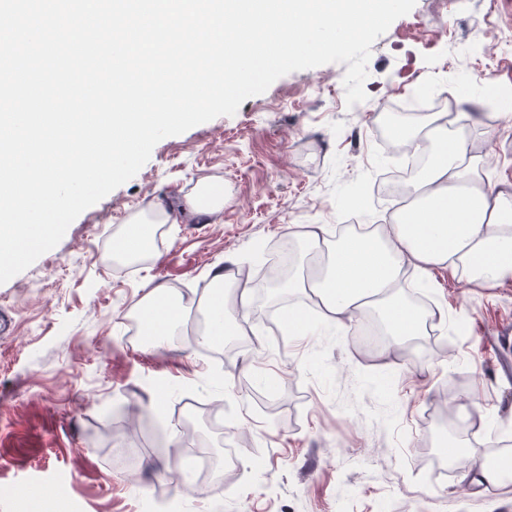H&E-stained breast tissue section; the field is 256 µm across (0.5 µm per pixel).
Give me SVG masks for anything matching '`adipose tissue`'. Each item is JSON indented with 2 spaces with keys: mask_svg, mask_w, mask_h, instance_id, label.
<instances>
[{
  "mask_svg": "<svg viewBox=\"0 0 512 512\" xmlns=\"http://www.w3.org/2000/svg\"><path fill=\"white\" fill-rule=\"evenodd\" d=\"M385 119L396 137L411 140L427 156L408 185L398 217L363 235L349 231L334 239L323 224L298 232L309 254L324 266L289 278L287 286L317 297L339 328L377 309L385 335L404 342L418 335L428 320L407 300V270L425 279L437 269L458 270L487 285L512 279V184L491 179L493 161L473 150L464 114L451 118L444 112H389ZM223 207V185L200 180L184 209L157 202L131 218L122 235L129 243L122 255L137 258L145 253L150 225L178 224L184 214L209 215ZM254 289L250 279L229 276L220 268L212 272L204 343L235 334L238 321L230 317L229 308L247 310ZM136 316L154 348L171 343L183 331L177 299L159 287L143 297Z\"/></svg>",
  "mask_w": 512,
  "mask_h": 512,
  "instance_id": "ef3b65f1",
  "label": "adipose tissue"
}]
</instances>
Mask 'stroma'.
<instances>
[{
    "label": "stroma",
    "mask_w": 512,
    "mask_h": 512,
    "mask_svg": "<svg viewBox=\"0 0 512 512\" xmlns=\"http://www.w3.org/2000/svg\"><path fill=\"white\" fill-rule=\"evenodd\" d=\"M346 64L295 71L266 92L156 144L129 181L86 209L52 250L0 284V512H512V479L471 485L482 459L512 458V280L490 287L449 270L427 298L444 321L408 343L371 346L316 313L306 336L278 337L276 297L238 328L241 365L186 338L143 347L132 315L162 285L210 288L209 271L256 273L255 243L307 224H382L383 200L351 210L396 157L376 115L412 105L434 73L442 100L494 120L469 123L477 152L509 159L512 0H417L371 47L366 101L347 106ZM493 78L487 88L484 78ZM224 186L208 220L165 225L140 265L120 270L112 241L151 203L182 206L198 179ZM461 442L438 466L440 434ZM236 452L201 485L189 451Z\"/></svg>",
    "instance_id": "35a3bbf8"
}]
</instances>
